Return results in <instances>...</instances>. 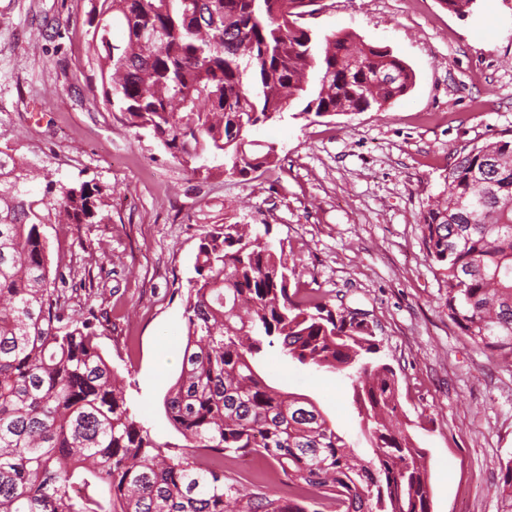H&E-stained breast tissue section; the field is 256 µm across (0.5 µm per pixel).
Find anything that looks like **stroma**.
<instances>
[{
  "label": "stroma",
  "instance_id": "stroma-1",
  "mask_svg": "<svg viewBox=\"0 0 512 512\" xmlns=\"http://www.w3.org/2000/svg\"><path fill=\"white\" fill-rule=\"evenodd\" d=\"M89 0H0V147L45 174L111 187L109 218L49 230L50 258L94 310L100 347L132 409L178 443L164 397L184 349L183 300L201 240L222 224L269 225L301 287L376 325L379 359L399 388L397 420L427 451L431 512H503L512 459V368L449 320L423 244L421 214L456 149L512 132V0H475L464 17L441 0H315L301 24L348 32L407 63L415 84L383 111L285 116L256 127L279 160L253 179L189 174L89 87ZM270 385L308 396L356 453L371 458L350 380L289 360L258 362Z\"/></svg>",
  "mask_w": 512,
  "mask_h": 512
}]
</instances>
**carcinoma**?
I'll list each match as a JSON object with an SVG mask.
<instances>
[{"instance_id": "cac0c4a2", "label": "carcinoma", "mask_w": 512, "mask_h": 512, "mask_svg": "<svg viewBox=\"0 0 512 512\" xmlns=\"http://www.w3.org/2000/svg\"><path fill=\"white\" fill-rule=\"evenodd\" d=\"M313 2L90 0L103 104L193 174L246 178L277 158L252 129L292 104L317 116L382 111L409 92L414 72L389 50L300 26ZM29 179L28 164L0 148V512H430L425 452L389 422L396 374L366 360L378 350L373 325L292 287L295 268L268 224L262 234L223 224L202 239L180 374L164 398L183 443L157 441L102 353L100 320L69 312L44 232L105 221L112 188L50 179L39 196ZM421 224L448 319L511 363L512 138L457 152ZM276 340L299 364L351 380L373 458L314 401L258 373L255 358ZM248 457L281 491L225 481L224 461ZM500 494L512 512V460Z\"/></svg>"}]
</instances>
